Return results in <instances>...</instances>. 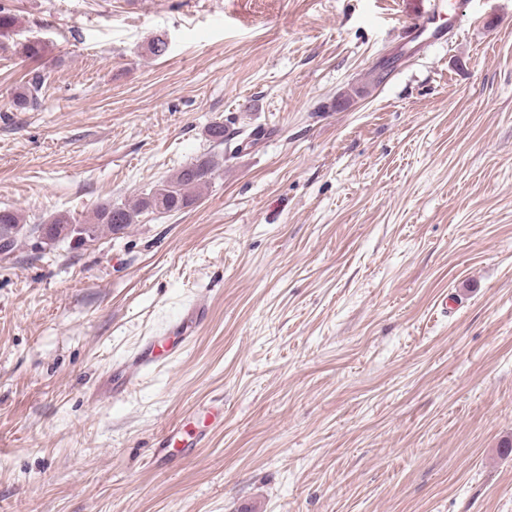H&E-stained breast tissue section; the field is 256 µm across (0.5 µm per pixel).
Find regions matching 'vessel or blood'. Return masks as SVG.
Returning <instances> with one entry per match:
<instances>
[{
    "mask_svg": "<svg viewBox=\"0 0 512 512\" xmlns=\"http://www.w3.org/2000/svg\"><path fill=\"white\" fill-rule=\"evenodd\" d=\"M464 7L465 0H429L427 10L408 26V46L421 50L445 43L449 30L460 23ZM208 313L206 300H195L169 324L166 335L150 336L143 340L130 363L113 371V397H120L127 392L141 374L170 363L182 354L196 329L207 319ZM205 440L204 432H188L185 424L178 421L170 424L160 434L155 455L171 463L175 460L173 447L198 448Z\"/></svg>",
    "mask_w": 512,
    "mask_h": 512,
    "instance_id": "vessel-or-blood-1",
    "label": "vessel or blood"
}]
</instances>
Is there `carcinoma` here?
I'll return each instance as SVG.
<instances>
[{
	"instance_id": "carcinoma-1",
	"label": "carcinoma",
	"mask_w": 512,
	"mask_h": 512,
	"mask_svg": "<svg viewBox=\"0 0 512 512\" xmlns=\"http://www.w3.org/2000/svg\"><path fill=\"white\" fill-rule=\"evenodd\" d=\"M41 81L38 78L23 87L16 96L15 105L21 108L34 107L38 104ZM224 167V156L204 154L195 161L181 167L156 189L143 197H138L123 205L103 203L94 212V222L80 225L87 241H94L104 232L118 234L136 223L144 211L160 214L179 211L196 203L200 190L211 183ZM72 221L65 214H58L44 223L47 235L62 242L70 241L61 233ZM25 219L21 214L10 209H0V242L7 241L8 252L12 253L26 240L23 232Z\"/></svg>"
}]
</instances>
